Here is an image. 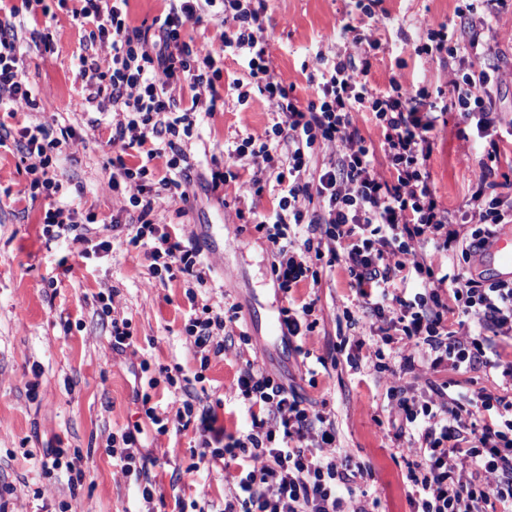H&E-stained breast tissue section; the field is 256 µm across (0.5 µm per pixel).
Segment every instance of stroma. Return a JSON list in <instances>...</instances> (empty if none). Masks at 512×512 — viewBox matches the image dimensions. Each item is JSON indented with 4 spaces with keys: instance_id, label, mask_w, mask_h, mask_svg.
I'll use <instances>...</instances> for the list:
<instances>
[{
    "instance_id": "1",
    "label": "stroma",
    "mask_w": 512,
    "mask_h": 512,
    "mask_svg": "<svg viewBox=\"0 0 512 512\" xmlns=\"http://www.w3.org/2000/svg\"><path fill=\"white\" fill-rule=\"evenodd\" d=\"M45 5L46 12L23 17L26 28L52 40L51 52L31 47L24 54L36 106L12 116L0 112V121L13 129L66 124L87 143L59 157L62 188L49 199L30 194L31 177L15 148L0 147V485L13 488L7 512H61V503L73 495L82 512H174L179 502L184 512H222L237 467L203 468L194 480H184L183 472L197 462L202 448L196 422L160 434L148 425L145 409L154 407L172 419L190 398L195 407L213 410L226 432H246L250 416L234 384L250 358L334 416L344 453L372 470L378 512H411L405 462L381 426L388 418L386 374L366 361L351 369L343 352L334 367L317 362L336 340L337 315L357 303L346 271L339 264L324 267L319 281L302 282L283 294L272 275L271 243L236 216L240 208L271 212L274 185L255 195L250 174L243 171L226 186L224 200L197 183L187 201L165 204L162 224L200 248L211 269L202 285L188 283L179 272L152 278L145 257L150 239L132 243V232L124 227L112 232L108 256L88 263L79 256V243L43 236L40 217L48 205L107 219L123 203L122 196L100 189L112 172L113 149L108 143L111 117L98 115L86 102L79 73L90 29L78 26L57 0H45ZM456 6V0H381L379 13L370 19L356 0H267L264 36L279 79L301 90L315 53L333 29L347 23L372 32L380 46L372 53L370 85L385 91L390 79L410 81L428 88L434 104L441 106L445 100L437 91L447 87L451 71L418 47L424 28L441 23L462 37ZM480 39L495 41L506 57L499 99L502 111L512 110V5L494 15L491 32ZM236 79L247 86L246 101H238L231 87ZM216 85L224 104L201 112L196 123L190 162L197 174L210 165L204 149L217 142L235 144L278 120L251 84L246 58L227 57ZM97 116L101 124L90 128L89 119ZM447 118L437 128L438 146L429 168L439 202L455 212L480 173L484 142L457 138L456 113ZM226 299L238 304V323L246 327L249 340H233L221 355L202 357L186 327L190 318L201 315L203 304ZM310 300L316 303L318 325L301 347L267 339L271 315ZM116 317L127 320L130 334L120 352L112 348ZM31 382L37 385L32 393L27 390ZM137 424L144 427L137 440L151 458L149 470L157 484L149 503L134 477L112 458L113 435ZM49 448L76 455L75 465L85 474L78 489H70L64 473L44 476L40 461Z\"/></svg>"
}]
</instances>
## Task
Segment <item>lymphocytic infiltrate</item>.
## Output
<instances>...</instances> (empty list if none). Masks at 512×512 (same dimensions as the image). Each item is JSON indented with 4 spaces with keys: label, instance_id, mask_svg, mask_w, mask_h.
Returning <instances> with one entry per match:
<instances>
[{
    "label": "lymphocytic infiltrate",
    "instance_id": "1",
    "mask_svg": "<svg viewBox=\"0 0 512 512\" xmlns=\"http://www.w3.org/2000/svg\"><path fill=\"white\" fill-rule=\"evenodd\" d=\"M44 0H0V112L15 114L35 107L20 53L18 18ZM506 0H460L458 14L470 38H450L447 24L428 30L423 50L438 60L455 62L449 83V106L463 123L461 138L488 143L481 173L470 188L462 214L442 207L432 185L428 162L435 146L439 117L424 89L392 81L388 92H376L366 76L379 41L342 25L349 46L327 36L326 51L317 52V72L309 76L306 97L293 94L278 78L263 38L265 0H169L167 12L149 27L127 23L128 0H77L72 16L91 26L90 36L109 53L81 56L80 75L88 103L112 106L110 141L120 150H137L135 166L119 164L102 185L116 193L129 188L136 209L137 237L153 235L150 273L179 270L197 282L206 271L200 252L170 232L159 231L163 202L187 200L191 165L187 143L199 111H215L221 95L214 78L227 54L248 59L259 93L279 116L270 133L250 135L228 147L226 164L212 162L208 186L227 185V168H250L251 185L262 192L274 178L280 194L268 214H254L276 260L278 289L287 293L308 279L313 263L342 264L358 299L357 310H344L347 339L365 354L376 371L390 372L387 399L392 406L386 436L405 451L408 495L413 512H512V395L485 390L460 391L450 383L426 379L425 371L484 373L500 371L512 388V361L506 362L497 338L512 339V282L484 283L470 264L498 226L512 223V180L502 178L496 138L504 121L491 87L499 67L495 49L488 63L470 58L478 30L488 28L494 5ZM211 21L221 33L212 42L187 36L188 24ZM369 113L382 132L379 146L368 144L357 124ZM13 142L30 175L32 190L55 195L60 189L53 160L71 152L82 139L68 126L46 123L9 130L0 123V147ZM335 153L315 165L316 147ZM386 171H379L378 158ZM166 161L167 173L154 179L152 163ZM96 215L47 208L44 228L73 237L79 255L89 260L108 254L112 242L88 237ZM459 257L449 276L435 272L438 256ZM418 287H407L409 279ZM458 320L449 323V311ZM190 333L196 348L223 351L219 338L227 329L224 308L203 305ZM250 406V427L242 435H223L214 428L211 410L195 411L184 402L185 416H197L206 444L198 465H236L239 478L224 498V512H372L361 481L370 472L343 455L336 424L313 409L295 389L276 381L247 361L235 384ZM113 450L125 474L133 476L144 501L155 484L149 457L132 432L121 435Z\"/></svg>",
    "mask_w": 512,
    "mask_h": 512
}]
</instances>
